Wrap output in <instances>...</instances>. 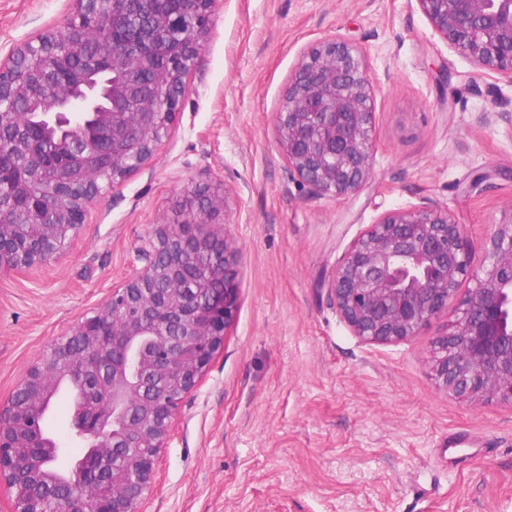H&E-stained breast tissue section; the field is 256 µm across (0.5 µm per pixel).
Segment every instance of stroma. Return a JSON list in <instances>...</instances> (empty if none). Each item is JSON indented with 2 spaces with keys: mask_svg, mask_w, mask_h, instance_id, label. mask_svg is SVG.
<instances>
[{
  "mask_svg": "<svg viewBox=\"0 0 512 512\" xmlns=\"http://www.w3.org/2000/svg\"><path fill=\"white\" fill-rule=\"evenodd\" d=\"M75 0H0V64L63 28ZM367 54L374 173L356 196L295 179L274 116L308 49ZM162 149L107 190L51 264L0 274V402L42 350L142 268L138 247L184 186L226 188L244 253L238 309L185 395L142 512H512V405L439 391L430 370L448 309L411 341L352 336L331 295L350 244L385 213L428 200L464 229L473 265L512 209V83L479 75L414 0H217ZM484 182H477L478 174ZM68 397L46 428L71 442ZM456 448H449V441Z\"/></svg>",
  "mask_w": 512,
  "mask_h": 512,
  "instance_id": "1",
  "label": "stroma"
}]
</instances>
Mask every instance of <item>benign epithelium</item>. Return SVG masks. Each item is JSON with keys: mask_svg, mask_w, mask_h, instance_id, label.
<instances>
[{"mask_svg": "<svg viewBox=\"0 0 512 512\" xmlns=\"http://www.w3.org/2000/svg\"><path fill=\"white\" fill-rule=\"evenodd\" d=\"M216 0H76L61 31L0 66V273L47 264L106 190L163 146L187 93ZM480 74L512 83V0H415ZM373 87L365 53L314 44L275 115L288 167L320 195H354L372 178ZM227 213L226 191L196 186L143 240L147 264L94 314L52 340L0 402V486L12 512H141L179 405L203 376L239 301L243 251L199 226ZM473 272L463 226L430 201L392 210L348 247L331 294L366 344L407 342L450 307L434 344L445 394L512 404V210L494 224ZM211 262L201 267L200 258ZM85 453L62 481L43 418L61 391Z\"/></svg>", "mask_w": 512, "mask_h": 512, "instance_id": "obj_1", "label": "benign epithelium"}]
</instances>
